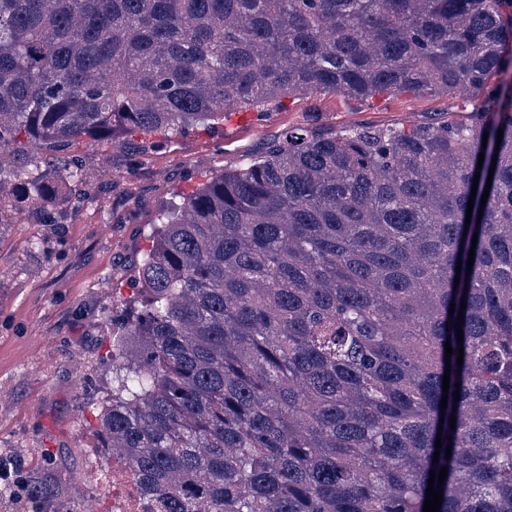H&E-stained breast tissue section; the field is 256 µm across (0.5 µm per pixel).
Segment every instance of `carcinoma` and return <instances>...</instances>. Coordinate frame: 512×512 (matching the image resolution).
<instances>
[{"label":"carcinoma","instance_id":"1","mask_svg":"<svg viewBox=\"0 0 512 512\" xmlns=\"http://www.w3.org/2000/svg\"><path fill=\"white\" fill-rule=\"evenodd\" d=\"M511 67L512 0H0V154L306 92L480 96L464 122L291 131L160 209L98 418L148 512H423L444 467L438 512H512ZM56 177L86 187L76 159Z\"/></svg>","mask_w":512,"mask_h":512}]
</instances>
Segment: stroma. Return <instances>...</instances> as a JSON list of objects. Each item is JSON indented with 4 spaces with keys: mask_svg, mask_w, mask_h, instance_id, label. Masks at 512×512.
Instances as JSON below:
<instances>
[{
    "mask_svg": "<svg viewBox=\"0 0 512 512\" xmlns=\"http://www.w3.org/2000/svg\"><path fill=\"white\" fill-rule=\"evenodd\" d=\"M477 97H378L327 92L284 98L280 108L232 112L223 124L161 137L78 138L54 150L19 145L0 159V182L54 161L78 159L91 198L73 207L58 193L46 209L55 232L27 210L0 215V460L43 496L29 505L0 474V512H112V468L96 437L111 394L112 316L161 206L216 172L261 159L286 131L399 129L464 120ZM95 476L93 494L81 492Z\"/></svg>",
    "mask_w": 512,
    "mask_h": 512,
    "instance_id": "35a3bbf8",
    "label": "stroma"
}]
</instances>
